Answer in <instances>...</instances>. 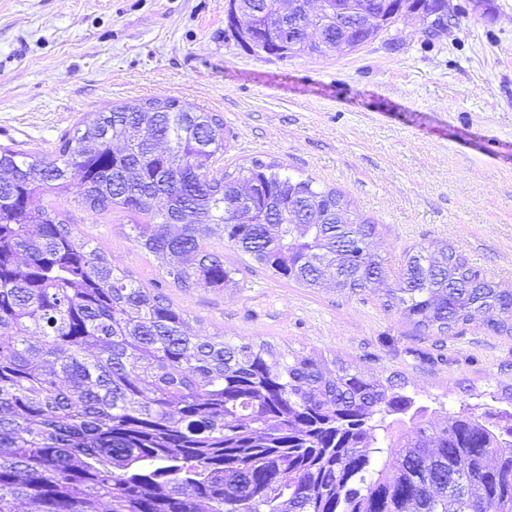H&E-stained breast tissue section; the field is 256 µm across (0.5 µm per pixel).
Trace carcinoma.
Returning <instances> with one entry per match:
<instances>
[{"mask_svg": "<svg viewBox=\"0 0 512 512\" xmlns=\"http://www.w3.org/2000/svg\"><path fill=\"white\" fill-rule=\"evenodd\" d=\"M230 2L250 51L318 52L280 39L283 0ZM362 2L322 0L317 25L354 39L334 4ZM222 158L224 119L167 97L90 113L47 154L0 147V512H512V411L464 406L437 426L402 384L328 375L312 354L274 369L265 343L193 334L42 199L76 180L90 210L145 216L131 237L179 288L239 284L205 245L217 226L285 281L356 295L393 277L382 306L424 336L477 314L512 335V288L452 247L408 252L392 275L344 193Z\"/></svg>", "mask_w": 512, "mask_h": 512, "instance_id": "1", "label": "carcinoma"}]
</instances>
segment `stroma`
Listing matches in <instances>:
<instances>
[{"instance_id": "obj_1", "label": "stroma", "mask_w": 512, "mask_h": 512, "mask_svg": "<svg viewBox=\"0 0 512 512\" xmlns=\"http://www.w3.org/2000/svg\"><path fill=\"white\" fill-rule=\"evenodd\" d=\"M227 8L0 0V146L48 153L87 113L174 97L223 118L224 167L276 161L343 192L376 224L392 267L406 251L448 244L512 288V0H448V27L436 33L406 10L356 51L287 58L237 42ZM79 193L70 185L56 209L136 283L162 285L191 333L401 380L451 413L512 406V336L481 318L424 339L382 308L385 283L351 296L285 282L218 233L207 247L239 268V285L184 290L135 246L129 217L78 206Z\"/></svg>"}]
</instances>
